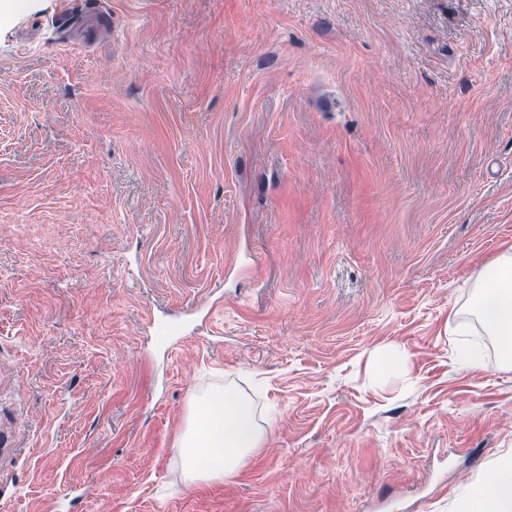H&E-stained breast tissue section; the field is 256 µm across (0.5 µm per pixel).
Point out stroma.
<instances>
[{"instance_id": "obj_1", "label": "stroma", "mask_w": 512, "mask_h": 512, "mask_svg": "<svg viewBox=\"0 0 512 512\" xmlns=\"http://www.w3.org/2000/svg\"><path fill=\"white\" fill-rule=\"evenodd\" d=\"M510 247L512 0H0V512H461ZM225 385L263 440L188 483ZM475 288L482 301L473 315L489 336L497 338L502 366L512 369V249L501 253L478 277Z\"/></svg>"}]
</instances>
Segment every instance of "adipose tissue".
Here are the masks:
<instances>
[{"label": "adipose tissue", "instance_id": "obj_1", "mask_svg": "<svg viewBox=\"0 0 512 512\" xmlns=\"http://www.w3.org/2000/svg\"><path fill=\"white\" fill-rule=\"evenodd\" d=\"M480 302L473 315L487 335L496 337L504 368L512 369V249L488 264L476 281ZM178 454L188 482L221 479L236 473L259 448L262 431L250 401L229 387L195 398ZM464 512H512V459L501 460L493 481Z\"/></svg>", "mask_w": 512, "mask_h": 512}]
</instances>
